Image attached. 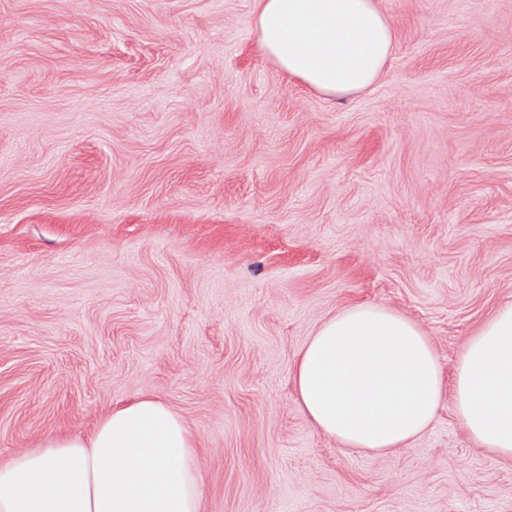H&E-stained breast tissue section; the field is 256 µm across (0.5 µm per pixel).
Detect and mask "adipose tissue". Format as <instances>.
Segmentation results:
<instances>
[{"label":"adipose tissue","instance_id":"ef3b65f1","mask_svg":"<svg viewBox=\"0 0 512 512\" xmlns=\"http://www.w3.org/2000/svg\"><path fill=\"white\" fill-rule=\"evenodd\" d=\"M262 52L330 98L370 87L395 36L374 0H259ZM298 404L342 446L408 447L445 396L482 448L512 458V303L459 354L445 388L437 351L411 319L379 304L345 307L303 346ZM199 459L181 416L154 399L112 409L91 435L48 440L0 465V512H199Z\"/></svg>","mask_w":512,"mask_h":512}]
</instances>
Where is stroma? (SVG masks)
Returning a JSON list of instances; mask_svg holds the SVG:
<instances>
[{"instance_id": "1", "label": "stroma", "mask_w": 512, "mask_h": 512, "mask_svg": "<svg viewBox=\"0 0 512 512\" xmlns=\"http://www.w3.org/2000/svg\"><path fill=\"white\" fill-rule=\"evenodd\" d=\"M257 0H0V463L151 398L201 512H512L452 399L354 451L293 390L354 304L445 374L512 302V0H376L384 76L333 100L259 50Z\"/></svg>"}]
</instances>
